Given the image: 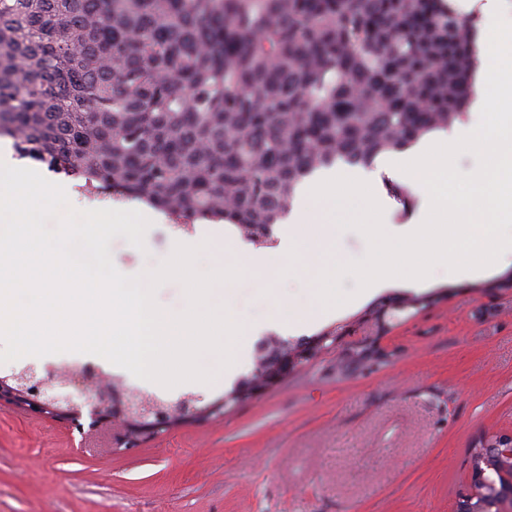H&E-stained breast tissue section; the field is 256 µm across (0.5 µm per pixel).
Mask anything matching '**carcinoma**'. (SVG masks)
Wrapping results in <instances>:
<instances>
[{"mask_svg":"<svg viewBox=\"0 0 512 512\" xmlns=\"http://www.w3.org/2000/svg\"><path fill=\"white\" fill-rule=\"evenodd\" d=\"M476 38L444 0H0V136L269 246L316 171L465 120Z\"/></svg>","mask_w":512,"mask_h":512,"instance_id":"cac0c4a2","label":"carcinoma"}]
</instances>
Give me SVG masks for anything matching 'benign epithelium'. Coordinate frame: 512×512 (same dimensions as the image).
<instances>
[{
  "label": "benign epithelium",
  "mask_w": 512,
  "mask_h": 512,
  "mask_svg": "<svg viewBox=\"0 0 512 512\" xmlns=\"http://www.w3.org/2000/svg\"><path fill=\"white\" fill-rule=\"evenodd\" d=\"M327 336H318L292 350L284 347L275 353L271 366L256 372L249 391L239 398L252 397L278 386L297 368L299 358L312 359L326 349ZM8 403L30 412L68 422L73 428L93 433L117 419L123 427L121 442L128 448L137 442L158 436L173 425L185 421H206L224 415V401L201 407L179 406L170 410L150 411L140 398L127 401L110 383L93 382V367L74 373H62L45 365H28L13 373L0 374V404ZM481 447L487 459L495 463L512 462V434L504 433L483 439ZM471 493L462 499L456 512H512V465L495 470L491 478L485 473L470 472Z\"/></svg>",
  "instance_id": "benign-epithelium-1"
}]
</instances>
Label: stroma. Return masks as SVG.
<instances>
[{
  "mask_svg": "<svg viewBox=\"0 0 512 512\" xmlns=\"http://www.w3.org/2000/svg\"><path fill=\"white\" fill-rule=\"evenodd\" d=\"M36 170L63 186L75 209L143 206L88 199L65 175ZM182 239L159 212L144 249L118 235L108 251L118 271L134 275ZM510 269L512 257L467 278L362 294L344 275L351 301L282 338L351 323L355 339L391 351L385 365L340 372L335 354H325L224 416L184 421L132 448L0 407V512H455L469 489V449L482 436L512 433V290L492 287ZM437 291L443 301L389 332L365 319L381 296ZM213 302L250 321L303 316L318 303L317 286L287 275L266 287L245 275ZM112 381L160 408L188 392L204 403L228 394L220 382L154 388L122 371Z\"/></svg>",
  "mask_w": 512,
  "mask_h": 512,
  "instance_id": "stroma-1",
  "label": "stroma"
}]
</instances>
